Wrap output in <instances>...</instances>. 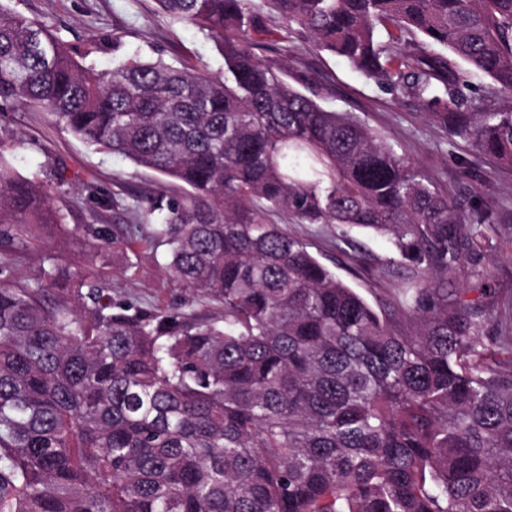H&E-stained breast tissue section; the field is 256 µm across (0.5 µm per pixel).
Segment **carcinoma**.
<instances>
[{
    "instance_id": "1",
    "label": "carcinoma",
    "mask_w": 512,
    "mask_h": 512,
    "mask_svg": "<svg viewBox=\"0 0 512 512\" xmlns=\"http://www.w3.org/2000/svg\"><path fill=\"white\" fill-rule=\"evenodd\" d=\"M154 2L216 44L224 74L139 54L100 72L0 2V112L34 104L187 185L136 225L220 310L59 287L51 270L47 288L17 280L7 257L64 216L0 158V512H512V302L496 311L490 265L476 298L448 287L461 259L498 252L489 212L462 213L387 135L256 57L266 17L251 0ZM265 3L512 168V0ZM475 76L508 105L486 111ZM272 211L391 239L408 261L392 308L410 328ZM93 233L105 250L133 240Z\"/></svg>"
}]
</instances>
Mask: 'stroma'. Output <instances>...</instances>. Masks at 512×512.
<instances>
[{"label": "stroma", "instance_id": "35a3bbf8", "mask_svg": "<svg viewBox=\"0 0 512 512\" xmlns=\"http://www.w3.org/2000/svg\"><path fill=\"white\" fill-rule=\"evenodd\" d=\"M9 5L64 43L80 46L83 64L102 72L136 52L145 57L159 54L166 62L211 74L224 70V57L215 44L195 27L157 13L154 0H9ZM252 50L289 75H310L326 108L354 113L387 131L397 150L409 154L456 197L461 210L493 206L495 220L488 232L501 242V255L494 260L498 296L512 297V169L499 167L464 141L451 138L428 119L415 97L388 94L346 61L315 51L276 16H269L265 32L254 35ZM0 143L17 173L43 181L52 207L65 216L62 224L43 231L37 252L11 256L16 276L34 281L48 268L59 280H94L109 288L113 297L145 306L189 301L197 311L208 309L206 299L192 295L169 274L165 247L143 240L131 249L112 252L100 249L88 232L92 225L130 223L133 207L158 193L185 195L183 184L120 155L96 151L35 106L16 109L0 121ZM91 184L114 196L116 205L97 210L87 196ZM271 219L286 224L320 262L370 304L393 297L401 288L406 268L388 239L347 234L335 224L289 222L277 213Z\"/></svg>", "mask_w": 512, "mask_h": 512}]
</instances>
